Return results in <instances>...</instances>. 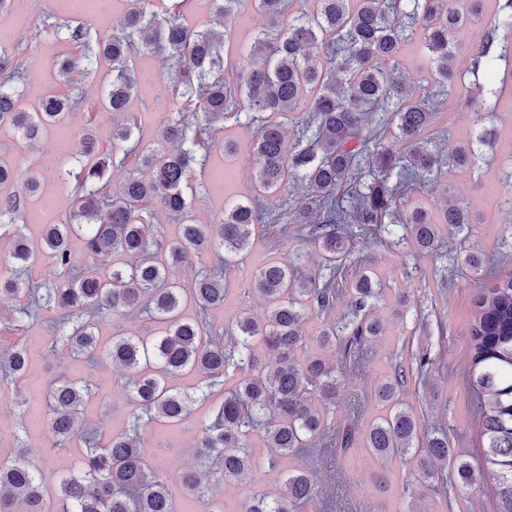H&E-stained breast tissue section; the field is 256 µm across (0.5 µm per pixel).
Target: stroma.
<instances>
[{"label":"stroma","instance_id":"35a3bbf8","mask_svg":"<svg viewBox=\"0 0 512 512\" xmlns=\"http://www.w3.org/2000/svg\"><path fill=\"white\" fill-rule=\"evenodd\" d=\"M63 0H16L13 9L0 13V51L13 54L26 73L17 87L20 108L28 110L47 94L64 93L71 88L63 82L55 67L57 59L73 54V46L50 27L49 19L68 17ZM138 74L137 91L129 104L136 119L133 137L140 146L153 143L158 128L175 117L179 107L170 91V80L159 55L141 52L133 57ZM109 61L101 59L91 75L72 88L82 97L81 107L71 112L67 125L74 138L91 136L98 146L112 145L113 123L102 108L107 92ZM487 126L499 134L493 146L479 149L473 173L448 172L429 182L419 198L429 206L442 203L448 194L469 204L474 221L472 244L483 254H512V106L501 104L488 112ZM253 125L241 122L221 131L222 140L236 143L235 153H227L214 145L201 164L195 165L190 183L189 213L198 224H209L224 214V208L245 199L251 193L250 144ZM0 161L19 165L21 170L37 176L41 192L26 198L17 223L31 240H38L45 225L62 223L63 201L68 198L73 179L63 177L66 169H78L75 157L59 159L53 134H46L37 144L28 145L14 128L0 126ZM57 194L60 204L43 208L39 195ZM359 255L373 259V270L385 288V299L377 309L384 332L374 344V354L363 365L359 375L348 378L336 407L337 414L357 413L361 423L373 421L379 408L367 393L379 376L392 372L399 362H410L419 351H427L431 365L428 384L411 379L402 387L400 399L413 408L424 426H444L453 448L471 464H478L481 439L473 423L472 402L465 382L467 329L476 290L462 279H449L448 254H460L459 244L444 241L441 254H420L408 244H394L384 235L361 239ZM269 256L266 241L255 242L253 248L238 258L228 270L224 282L228 288L224 306L212 312L213 331H221L225 321L244 312H259L262 306L251 293V278ZM408 290L410 304L403 317L393 314L398 290ZM57 312L41 310L23 319L19 332L0 336V346L25 345L30 359L27 376L15 388L0 383V464L15 460L18 450H25L27 460L37 468L49 491H56L61 475L76 470L80 454L77 447L59 450L43 428L48 407L46 392L59 378H90L94 397L84 409L89 427L98 431L101 443L126 425L129 410L124 372L114 369L111 360L100 357L95 366L73 356L64 346H52L53 326ZM159 323L147 311L134 318L116 322L106 315L99 318L96 334L101 348H108L116 333L150 336L158 332ZM26 398L24 409L11 404L14 390ZM221 394L208 399H195L184 423L174 430L147 428L143 433L146 457L154 470L164 477L190 469H203L204 463L194 446V438L213 409L221 403ZM375 464L363 456H354L336 466L323 465L320 477L330 488L327 502L312 505L309 512H405L409 499L402 491L406 469L394 465L393 482L384 494H377L372 484ZM269 478L255 471L245 484L222 482L213 486L212 494L224 512H240L243 502L254 493L269 489ZM421 512H493L491 493H444L432 487L422 490L418 500Z\"/></svg>","mask_w":512,"mask_h":512}]
</instances>
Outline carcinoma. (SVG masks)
I'll return each mask as SVG.
<instances>
[{"instance_id":"1","label":"carcinoma","mask_w":512,"mask_h":512,"mask_svg":"<svg viewBox=\"0 0 512 512\" xmlns=\"http://www.w3.org/2000/svg\"><path fill=\"white\" fill-rule=\"evenodd\" d=\"M151 0H132L121 32L100 35L67 21L55 24L76 53L57 63L65 79L92 71L101 57L112 60L105 109L115 120L112 147L105 151L89 136L80 141L88 162L67 176L75 179L65 220L49 224L36 243L19 232L1 261L14 275L0 276V296L20 302L19 314L43 308L58 313L53 343L97 363L94 332L103 314L124 319L144 308L162 331L154 336H114L107 355L127 372L131 409L127 427L102 446L98 431L83 424V407L94 395L86 380L52 383L46 430L54 445H82L80 468L62 476L57 512H178L173 485L205 503L210 488L197 471L172 480L146 461L142 433L151 425L174 427L189 414L192 396L177 380L193 375L206 392L224 393L211 421L201 428L196 447L220 478L249 481L266 468L276 490L245 500L242 512H306L324 495L311 464L288 462L325 453L337 462L368 454L378 466L374 487L389 488L390 466L416 462L415 480L458 489L490 484L495 512H512V269L509 254L489 260L478 250L448 257L457 276L478 287L468 328L466 384L474 398L482 460L473 467L451 447L442 427L422 428L420 418L399 400L407 381L402 364L394 375L377 379L370 397L384 413L363 426L357 417H336L343 378L360 370L384 331L374 307L381 283L368 274V259H353L365 235H395L419 252H437L443 233L470 237L472 220L464 202L448 195L437 218L414 194L442 174L474 165V150L459 146L451 157L436 150L437 123L451 91L469 98L484 76L487 93L500 102L494 77L501 68L512 79V0L499 6L489 25H477L485 0H313V7L289 12L290 0H254L260 16L248 54L230 65L224 54L230 35L222 19L246 0H213L219 28L184 23L182 0L147 10ZM432 67L431 82L416 89L403 70L413 35ZM471 49L466 71L454 69L464 45ZM161 55L172 95L184 99L177 116L159 129L155 141L138 151L152 170L149 178L125 177L120 194L105 192L108 169H122L131 154L123 143L133 126L127 115L135 83L129 74L131 51ZM24 73L0 52V124L9 121L29 145L63 122L81 98L49 95L32 112L17 108L14 87ZM249 115L257 132L251 146L255 171L252 195L224 209L213 224L184 222L168 241L154 223V208L181 215L197 153L214 146L216 134ZM473 136L489 143L495 132L474 111ZM24 197L0 199V215L14 221ZM266 224L281 225L271 248L293 235L316 252V267L305 266L301 251L267 260L255 272L252 293L263 303L259 315L238 314L213 337L210 310L224 307V269L248 251ZM80 234L90 261L79 265L69 239ZM224 250L215 269L189 284L172 280L169 270L192 253ZM120 253L123 265L101 270ZM41 258L57 280L20 279ZM362 271L349 276V268ZM197 308L188 318L187 301ZM346 312L330 319L341 301ZM321 319L320 351L307 350L304 324ZM264 347L270 365L257 353ZM28 358L16 345L0 354V382L14 384L27 371ZM259 437L266 456L251 450ZM0 465V512H49V494L38 471L24 460Z\"/></svg>"}]
</instances>
